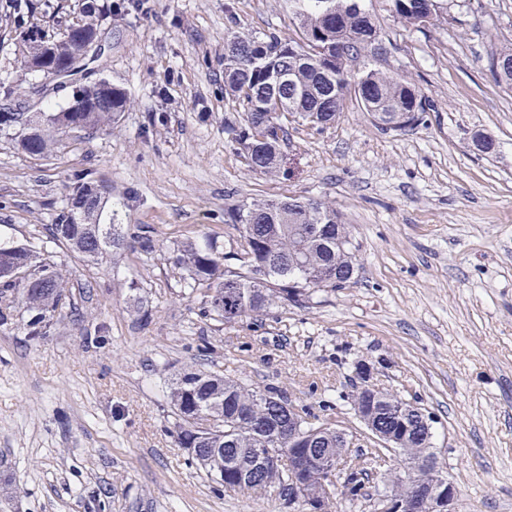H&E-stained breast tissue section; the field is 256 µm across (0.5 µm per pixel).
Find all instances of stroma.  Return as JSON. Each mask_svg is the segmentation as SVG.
I'll return each instance as SVG.
<instances>
[{
  "mask_svg": "<svg viewBox=\"0 0 512 512\" xmlns=\"http://www.w3.org/2000/svg\"><path fill=\"white\" fill-rule=\"evenodd\" d=\"M20 27L60 37L79 0H33ZM108 5L105 51L78 84L21 70L0 45V105L58 112L76 85L105 78L129 98L110 129L63 137L43 156L0 134V232L41 245L67 280L60 317L30 339L15 307L0 326V512H284L219 492L173 436L170 389L185 368L263 388L340 420L366 450L344 397L353 365L432 413L437 462L458 489V512H512V92L491 52L512 41V0H448V18L418 31L388 0L366 9L388 49L385 66L429 100L425 124L381 129L356 102L319 128L291 124L284 172L251 171L225 124L229 12L288 37V0H127ZM481 131L496 144L466 145ZM106 187L115 223L150 230L151 258L124 248L89 262L47 241L45 226L75 174ZM321 199L352 231L349 285L308 308L214 321L168 258L177 243L242 241L229 210L254 199ZM330 410H320L321 401Z\"/></svg>",
  "mask_w": 512,
  "mask_h": 512,
  "instance_id": "stroma-1",
  "label": "stroma"
}]
</instances>
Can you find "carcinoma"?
<instances>
[{"mask_svg": "<svg viewBox=\"0 0 512 512\" xmlns=\"http://www.w3.org/2000/svg\"><path fill=\"white\" fill-rule=\"evenodd\" d=\"M390 12L416 29L422 19L438 20L447 0H389ZM296 20L295 36L283 38L275 32H258L241 26L230 12L232 30L224 35V93L238 103L242 121L235 137L244 149L247 166L273 176L279 170L281 143L275 138L260 142L256 136L279 125L286 133L280 114L293 121L328 124L353 97L375 124L387 117V129L406 131L422 123L427 102L406 75L382 69L376 59L377 31L363 7V0H288ZM33 9L30 0H0V42L16 38L26 44L20 67L35 70L45 52L46 41L18 33L17 15ZM103 7H80L79 25L85 30L101 27ZM508 64L495 74L498 83L512 90V47L492 54ZM128 98L119 90L112 104L94 112H0V132L18 139L20 146L36 156L51 152L57 137L72 124L87 130H102L124 111ZM95 185L85 177L75 182L72 193L47 227L49 238L67 246L88 261H96L110 250L131 246L145 255L155 251L147 231L102 236L100 203L93 198ZM227 223L239 231L251 247L252 262L272 261L267 272L256 276L248 267L226 269L225 253L216 242H185L173 248V266L182 271L184 293L200 300L203 314L228 324L267 314L282 305L306 307L313 296L325 290L324 282L337 279L339 287L351 282L355 273L351 230L342 223L329 203L308 199L254 200L228 212ZM330 226L326 238L320 225ZM66 281L55 263L41 257L34 245L0 244V325L11 319L17 303L28 313L27 334L46 335L65 297ZM170 399L175 415V442L193 448V463L205 469L217 486L262 500V488L282 498L288 489V463L276 458L264 468L253 467L250 449L288 447V435L279 426L288 422L284 406L288 398L280 389L260 390L241 381L202 371L185 370L173 383ZM374 405V424L387 435L401 436L404 464H392L381 474L383 485L407 497L415 483L430 468L431 427L421 424L425 415L409 407L392 392L376 400L363 390L353 409L364 413ZM314 448H330L338 455L349 454L336 438V429L326 428L313 442ZM369 479L365 467L345 474L344 500L353 502L364 495Z\"/></svg>", "mask_w": 512, "mask_h": 512, "instance_id": "1", "label": "carcinoma"}]
</instances>
